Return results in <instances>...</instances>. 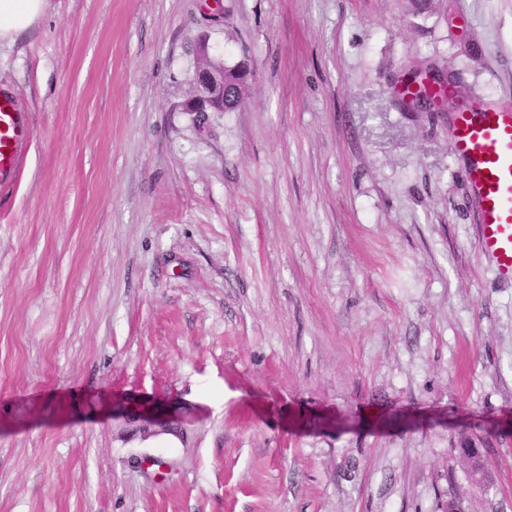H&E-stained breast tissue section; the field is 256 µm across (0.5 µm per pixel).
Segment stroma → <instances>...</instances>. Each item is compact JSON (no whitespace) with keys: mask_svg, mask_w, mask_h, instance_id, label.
I'll list each match as a JSON object with an SVG mask.
<instances>
[{"mask_svg":"<svg viewBox=\"0 0 512 512\" xmlns=\"http://www.w3.org/2000/svg\"><path fill=\"white\" fill-rule=\"evenodd\" d=\"M202 38L235 111L183 109ZM0 88V512H512V285L451 151L512 109V0H46ZM31 136L23 112H18L15 98L0 90V187L14 182L20 152Z\"/></svg>","mask_w":512,"mask_h":512,"instance_id":"1","label":"stroma"}]
</instances>
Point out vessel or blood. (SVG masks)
Returning a JSON list of instances; mask_svg holds the SVG:
<instances>
[{
	"label": "vessel or blood",
	"instance_id": "b4317fda",
	"mask_svg": "<svg viewBox=\"0 0 512 512\" xmlns=\"http://www.w3.org/2000/svg\"><path fill=\"white\" fill-rule=\"evenodd\" d=\"M31 128L0 90V187L14 182ZM454 156L479 210L477 245L499 280L512 283V111L477 108L454 116Z\"/></svg>",
	"mask_w": 512,
	"mask_h": 512
}]
</instances>
